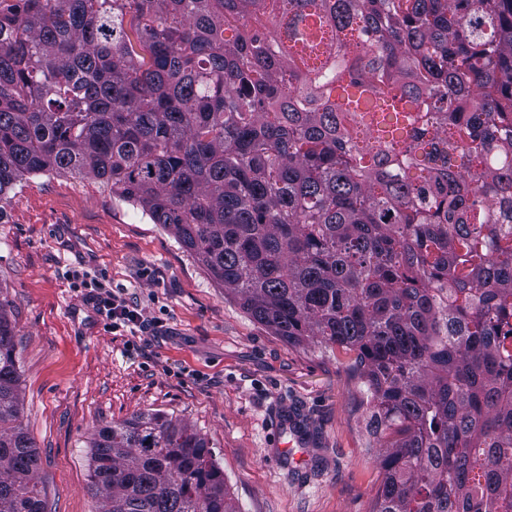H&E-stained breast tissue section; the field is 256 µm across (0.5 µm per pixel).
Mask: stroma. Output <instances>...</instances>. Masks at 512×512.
I'll use <instances>...</instances> for the list:
<instances>
[{
	"instance_id": "1",
	"label": "stroma",
	"mask_w": 512,
	"mask_h": 512,
	"mask_svg": "<svg viewBox=\"0 0 512 512\" xmlns=\"http://www.w3.org/2000/svg\"><path fill=\"white\" fill-rule=\"evenodd\" d=\"M9 196L0 299L15 320L23 425L47 512H99L94 433L155 411L209 441L240 512H369L381 473L349 356L272 334L172 234L97 179L37 174ZM83 273L159 317L157 333L108 329L73 287ZM294 416L308 419L314 442L290 445Z\"/></svg>"
}]
</instances>
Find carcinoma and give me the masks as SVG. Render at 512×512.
Returning a JSON list of instances; mask_svg holds the SVG:
<instances>
[{
  "mask_svg": "<svg viewBox=\"0 0 512 512\" xmlns=\"http://www.w3.org/2000/svg\"><path fill=\"white\" fill-rule=\"evenodd\" d=\"M53 171L354 354L372 512H512V0H0V220ZM15 337L0 300V512H46ZM90 467L102 512H240L161 412Z\"/></svg>",
  "mask_w": 512,
  "mask_h": 512,
  "instance_id": "obj_1",
  "label": "carcinoma"
}]
</instances>
